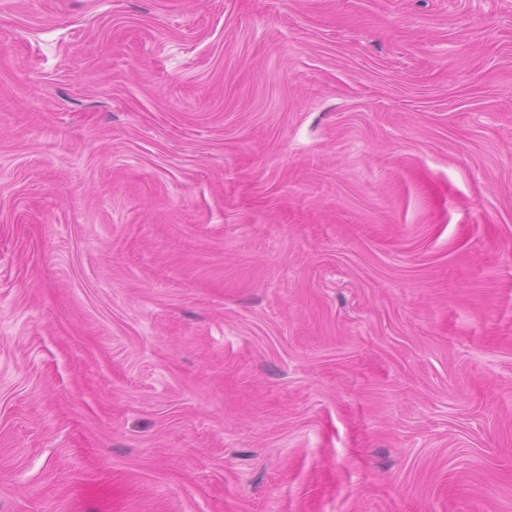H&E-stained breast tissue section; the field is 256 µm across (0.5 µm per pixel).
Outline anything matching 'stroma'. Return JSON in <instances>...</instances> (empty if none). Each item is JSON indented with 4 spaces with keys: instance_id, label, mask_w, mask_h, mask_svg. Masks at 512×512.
<instances>
[{
    "instance_id": "stroma-1",
    "label": "stroma",
    "mask_w": 512,
    "mask_h": 512,
    "mask_svg": "<svg viewBox=\"0 0 512 512\" xmlns=\"http://www.w3.org/2000/svg\"><path fill=\"white\" fill-rule=\"evenodd\" d=\"M0 512H512V0H0Z\"/></svg>"
}]
</instances>
